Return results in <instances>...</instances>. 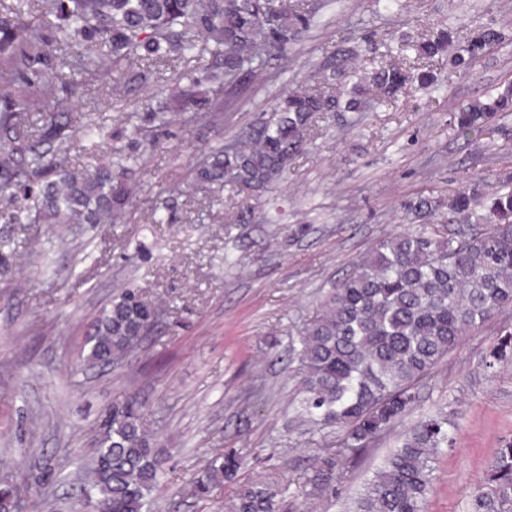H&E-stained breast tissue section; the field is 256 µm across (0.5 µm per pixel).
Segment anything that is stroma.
Instances as JSON below:
<instances>
[{"instance_id":"stroma-1","label":"stroma","mask_w":512,"mask_h":512,"mask_svg":"<svg viewBox=\"0 0 512 512\" xmlns=\"http://www.w3.org/2000/svg\"><path fill=\"white\" fill-rule=\"evenodd\" d=\"M320 4L317 26L287 62L254 80L223 119L156 132L135 168L141 192L125 223H0V259L12 270L0 278V477L17 486L24 512H40L42 499L53 512H73L101 415L128 396L142 402L163 460L155 512H221L230 487L215 488L207 501L184 487L228 449L245 458L241 480L276 476L287 484L286 512H343L406 430L398 423L362 458L341 463L335 493L303 496L307 477L342 433L303 415L292 340L352 262L409 228L402 201L426 188L448 195L471 175L493 189L512 169V139L468 141L452 127L462 106L512 79V44L466 68L435 66L439 89L365 108L347 125L338 116L323 122L309 151L270 189L204 191L191 170L288 89L318 84L336 52L353 51L351 64L361 71L371 44L416 41L438 25L512 29V0H407L404 21L375 0ZM147 91L102 77L77 110L109 130L140 108ZM156 209L170 210L173 223H148ZM57 237V274L46 279L32 247ZM126 288L159 307L158 325L121 362L85 366L89 331ZM510 331L506 310L464 337L418 385L414 418L442 411L455 438L435 464L428 512H464L499 448L512 443V355L484 367L499 335Z\"/></svg>"}]
</instances>
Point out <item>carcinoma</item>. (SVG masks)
Here are the masks:
<instances>
[{"mask_svg":"<svg viewBox=\"0 0 512 512\" xmlns=\"http://www.w3.org/2000/svg\"><path fill=\"white\" fill-rule=\"evenodd\" d=\"M33 11L10 8L0 16V196L10 208L6 224H118L139 191L133 164L152 146V133L179 119H213L233 105V96L266 73L314 22L308 0H35ZM452 32L439 30L418 52L434 59L447 52ZM505 33L484 26L465 42L452 66L467 68ZM210 58L201 72L182 71L160 87L156 102L120 116L108 135L127 141L92 169L72 165L75 142L97 144L103 127L92 119L67 125L57 110L94 86L106 73L146 82L153 70L189 58ZM76 75L57 71L68 60ZM323 76L318 87L288 90L274 108L240 138L212 150L193 169L205 188L267 189L288 172L311 144V131L333 112H356L360 84ZM429 72L397 65L374 70L377 104L407 97L431 84ZM512 112V81L493 100L474 101L459 114L457 134L507 137L499 123ZM443 203L421 193L405 204L422 229L380 240L370 257L320 302L305 324L297 351L305 412L334 426L343 438L334 456L307 479L312 490L335 491L339 457L364 452L378 436L414 408L415 384L461 339L480 331L493 316L512 309V186L488 196L469 183L448 196V220L436 222ZM477 217L491 229L466 235L460 224ZM157 321V308L125 289L112 299L87 342L90 364H111L134 351ZM142 405L133 397L112 403L100 423L98 451L88 464L83 499L106 512H149L160 478L155 439L144 428ZM448 419L428 415L402 438L384 467L364 487L350 512H427L434 464L452 443ZM193 478L198 499L234 484L227 512H282L275 481L239 482L244 458L221 454ZM17 487L0 480V512H23ZM470 512H512V445L497 452L486 487L470 500Z\"/></svg>","mask_w":512,"mask_h":512,"instance_id":"1","label":"carcinoma"}]
</instances>
